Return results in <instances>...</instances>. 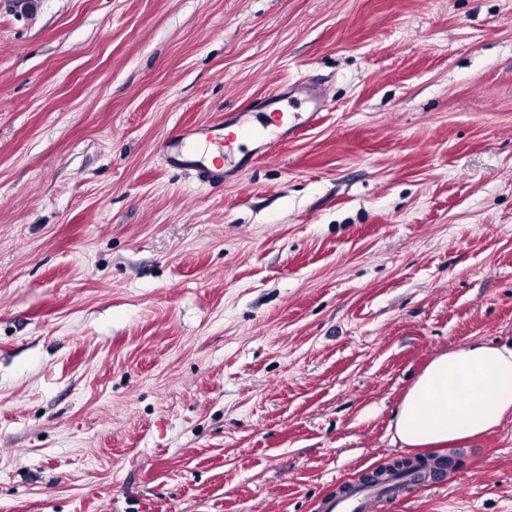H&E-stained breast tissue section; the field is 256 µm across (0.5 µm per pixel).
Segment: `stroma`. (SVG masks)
<instances>
[{
    "label": "stroma",
    "mask_w": 512,
    "mask_h": 512,
    "mask_svg": "<svg viewBox=\"0 0 512 512\" xmlns=\"http://www.w3.org/2000/svg\"><path fill=\"white\" fill-rule=\"evenodd\" d=\"M215 184L178 127L273 105ZM512 342V0H0V512H321ZM381 512H512V417Z\"/></svg>",
    "instance_id": "stroma-1"
}]
</instances>
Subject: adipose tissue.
I'll return each mask as SVG.
<instances>
[{
    "mask_svg": "<svg viewBox=\"0 0 512 512\" xmlns=\"http://www.w3.org/2000/svg\"><path fill=\"white\" fill-rule=\"evenodd\" d=\"M512 414V346L481 340L439 353L401 397L392 440L405 448L472 441Z\"/></svg>",
    "mask_w": 512,
    "mask_h": 512,
    "instance_id": "ef3b65f1",
    "label": "adipose tissue"
}]
</instances>
